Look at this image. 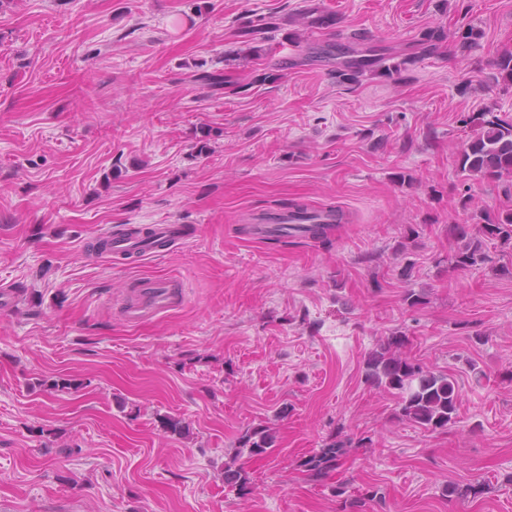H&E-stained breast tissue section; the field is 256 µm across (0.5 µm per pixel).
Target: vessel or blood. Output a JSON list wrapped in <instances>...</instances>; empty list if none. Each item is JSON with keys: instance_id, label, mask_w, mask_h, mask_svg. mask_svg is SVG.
<instances>
[{"instance_id": "obj_1", "label": "vessel or blood", "mask_w": 512, "mask_h": 512, "mask_svg": "<svg viewBox=\"0 0 512 512\" xmlns=\"http://www.w3.org/2000/svg\"><path fill=\"white\" fill-rule=\"evenodd\" d=\"M272 218L275 224L282 226L284 232L300 237L305 228L334 222L336 215L333 211L320 208L307 213L279 210L273 212ZM99 238L106 245V255L135 263L169 252L184 240L185 232L179 224H154L146 234L115 235L105 231L100 233ZM183 302L182 285L176 278H141L134 284L132 300L122 305L121 314L125 321L135 323L175 310Z\"/></svg>"}]
</instances>
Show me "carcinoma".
Returning <instances> with one entry per match:
<instances>
[{"mask_svg":"<svg viewBox=\"0 0 512 512\" xmlns=\"http://www.w3.org/2000/svg\"><path fill=\"white\" fill-rule=\"evenodd\" d=\"M298 19L311 28L328 29L335 20L317 6L309 5L299 11ZM279 28L276 17L250 19L238 28L241 43L248 45V52L259 56L263 48L259 44L268 40L267 33ZM445 32L432 28L418 41L424 54L438 51ZM362 38L354 33L348 44L346 60L340 63L336 75L355 82L365 72L380 69L390 72L386 61L389 57L372 48L361 47ZM477 126L476 133L461 149L457 163L461 172L483 180H499L512 177V122L479 112L470 119ZM468 213V222L452 224L450 234L457 247L448 258L453 270L479 269L489 262L487 242L498 240L503 245L512 244V210L501 212L495 223H481L482 214L468 211V202L461 204ZM408 337L396 331L379 342L365 358L363 375L366 383L398 395V417L430 432H445L456 423L460 393L456 380L448 374L436 373L418 360L403 352ZM41 386L50 392L70 393L78 391L82 382L60 377ZM275 431L267 425L247 429L238 441L232 460L224 464V484L245 496L251 491V478L239 458L264 456L275 446ZM347 453L345 441L331 439L312 451L298 463V469L309 479L324 482L342 466ZM378 498V490L372 488L357 498L345 500V512H366L369 501Z\"/></svg>","mask_w":512,"mask_h":512,"instance_id":"obj_1","label":"carcinoma"}]
</instances>
